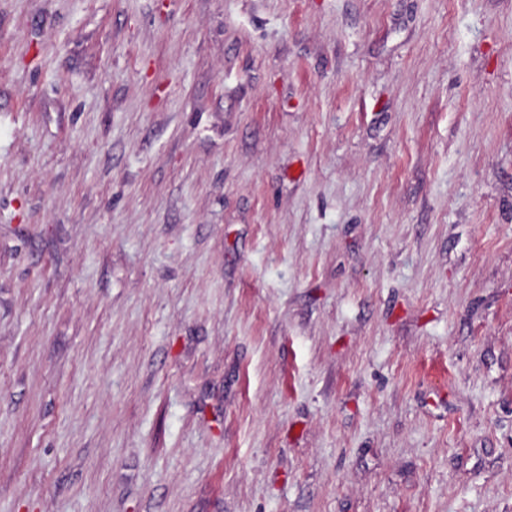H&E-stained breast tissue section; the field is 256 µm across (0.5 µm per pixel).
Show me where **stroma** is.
Masks as SVG:
<instances>
[{
  "label": "stroma",
  "mask_w": 512,
  "mask_h": 512,
  "mask_svg": "<svg viewBox=\"0 0 512 512\" xmlns=\"http://www.w3.org/2000/svg\"><path fill=\"white\" fill-rule=\"evenodd\" d=\"M0 512H512V0H0Z\"/></svg>",
  "instance_id": "35a3bbf8"
}]
</instances>
